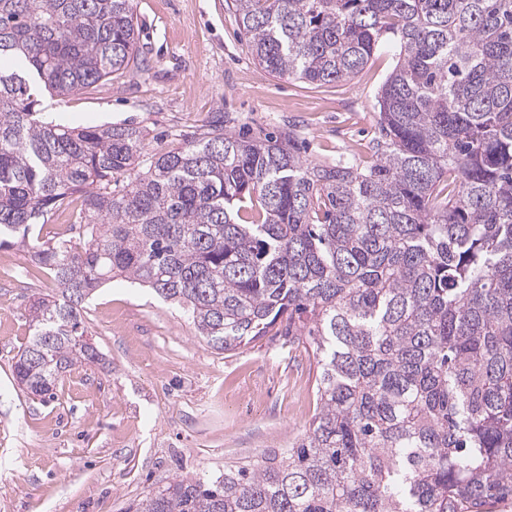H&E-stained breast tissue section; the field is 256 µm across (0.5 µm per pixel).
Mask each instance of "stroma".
I'll list each match as a JSON object with an SVG mask.
<instances>
[{
    "label": "stroma",
    "mask_w": 512,
    "mask_h": 512,
    "mask_svg": "<svg viewBox=\"0 0 512 512\" xmlns=\"http://www.w3.org/2000/svg\"><path fill=\"white\" fill-rule=\"evenodd\" d=\"M142 63L117 82L65 97L41 93L45 122L129 123L155 152L224 127L262 137L295 127L302 156L368 159L377 93L396 59L382 42L351 81L314 87L255 62L231 0H133ZM26 249H0V512H127L176 477L210 479L302 436L316 409V364L282 336L219 352L181 309L114 280L87 306L106 357L79 364L51 401L28 394L12 365L28 307L54 295Z\"/></svg>",
    "instance_id": "1"
}]
</instances>
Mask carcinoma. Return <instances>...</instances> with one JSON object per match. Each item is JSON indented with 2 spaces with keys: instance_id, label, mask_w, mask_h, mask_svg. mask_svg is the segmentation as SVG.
I'll return each mask as SVG.
<instances>
[{
  "instance_id": "cac0c4a2",
  "label": "carcinoma",
  "mask_w": 512,
  "mask_h": 512,
  "mask_svg": "<svg viewBox=\"0 0 512 512\" xmlns=\"http://www.w3.org/2000/svg\"><path fill=\"white\" fill-rule=\"evenodd\" d=\"M232 6L258 65L316 86L392 38L370 163H314L293 130L220 115L148 157L136 127L43 123L33 86L66 96L135 64L133 0H0V246L29 245L59 290L29 307L17 381L51 400L103 362L86 304L123 277L218 351L286 336L317 365L291 448L174 478L135 512H492L512 499V0ZM77 200L83 245L40 241Z\"/></svg>"
}]
</instances>
